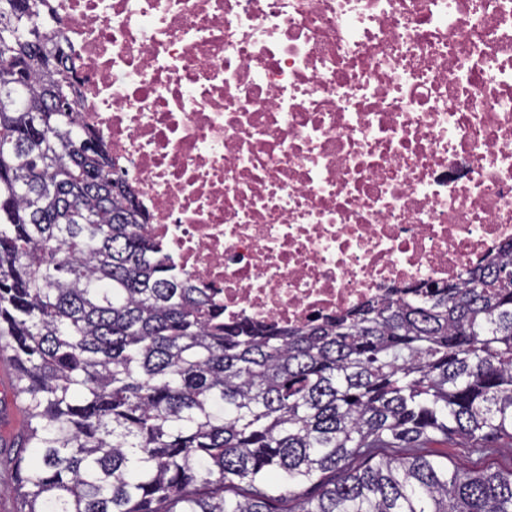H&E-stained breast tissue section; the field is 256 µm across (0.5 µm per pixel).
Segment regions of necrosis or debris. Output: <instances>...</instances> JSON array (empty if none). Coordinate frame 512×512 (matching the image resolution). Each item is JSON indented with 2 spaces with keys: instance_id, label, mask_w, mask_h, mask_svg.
<instances>
[{
  "instance_id": "necrosis-or-debris-1",
  "label": "necrosis or debris",
  "mask_w": 512,
  "mask_h": 512,
  "mask_svg": "<svg viewBox=\"0 0 512 512\" xmlns=\"http://www.w3.org/2000/svg\"><path fill=\"white\" fill-rule=\"evenodd\" d=\"M80 125L224 310L302 327L512 240V0H51Z\"/></svg>"
}]
</instances>
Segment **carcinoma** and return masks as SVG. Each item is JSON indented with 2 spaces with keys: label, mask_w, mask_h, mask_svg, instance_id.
Returning <instances> with one entry per match:
<instances>
[{
  "label": "carcinoma",
  "mask_w": 512,
  "mask_h": 512,
  "mask_svg": "<svg viewBox=\"0 0 512 512\" xmlns=\"http://www.w3.org/2000/svg\"><path fill=\"white\" fill-rule=\"evenodd\" d=\"M49 0H0V353L27 417L14 512H512V241L458 283L302 328L223 309L61 111ZM296 502V508L280 504ZM493 447L488 448L483 454H475L462 444L448 442V445L434 444L430 448L416 450L422 454H432L444 462H447L448 457V462L467 470L494 471L512 468V450L508 448L507 442L495 443Z\"/></svg>",
  "instance_id": "cac0c4a2"
}]
</instances>
